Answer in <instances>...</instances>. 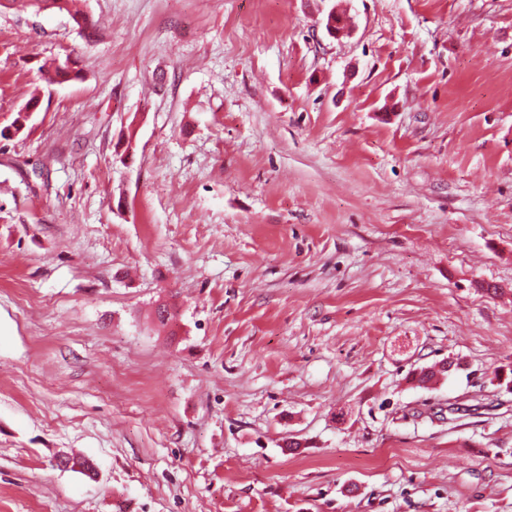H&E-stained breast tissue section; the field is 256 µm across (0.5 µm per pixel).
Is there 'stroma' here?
I'll return each instance as SVG.
<instances>
[{"mask_svg":"<svg viewBox=\"0 0 512 512\" xmlns=\"http://www.w3.org/2000/svg\"><path fill=\"white\" fill-rule=\"evenodd\" d=\"M85 4L0 8V512H512V0ZM27 6L33 8L36 12L52 9L58 12H66L71 15L74 22L81 28L85 34L90 36L93 32L94 24L89 16L80 10L73 9L75 0H23Z\"/></svg>","mask_w":512,"mask_h":512,"instance_id":"1","label":"stroma"}]
</instances>
